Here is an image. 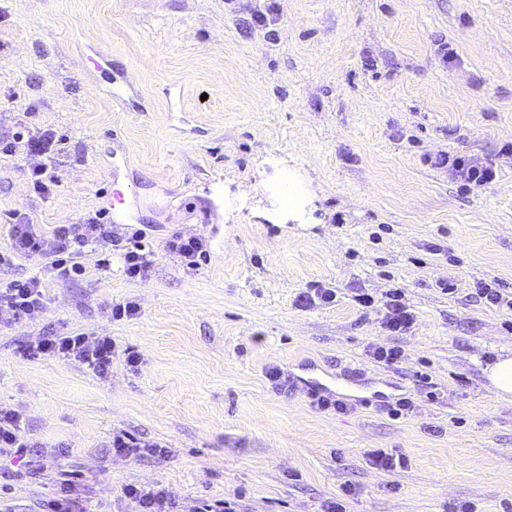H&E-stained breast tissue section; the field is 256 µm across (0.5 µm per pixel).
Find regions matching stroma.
Returning <instances> with one entry per match:
<instances>
[{"label": "stroma", "instance_id": "1", "mask_svg": "<svg viewBox=\"0 0 512 512\" xmlns=\"http://www.w3.org/2000/svg\"><path fill=\"white\" fill-rule=\"evenodd\" d=\"M27 112L61 138L60 184L39 197L34 159L0 158V280L36 270L10 254V212L48 235L111 210L117 189L156 261L131 280L85 252L83 275L46 278L41 324L0 330V409L50 456L36 475L0 456V512H41L64 469L85 512H135L129 484L174 512H318L347 485V512H512V403L485 373L512 355V312L474 293L512 286V0H0V133ZM442 152L491 164L494 183L463 187L430 165ZM175 235L205 239L198 269L167 252ZM318 283L335 302L299 308ZM391 288L415 316L399 336L354 301ZM126 300L138 315L113 320ZM44 326L112 337L111 377L21 357ZM372 342L406 361L373 362ZM420 364L439 401L399 420L358 403L415 392ZM311 378L351 410L312 407ZM119 431L168 452L113 455ZM377 448L407 467L371 468Z\"/></svg>", "mask_w": 512, "mask_h": 512}]
</instances>
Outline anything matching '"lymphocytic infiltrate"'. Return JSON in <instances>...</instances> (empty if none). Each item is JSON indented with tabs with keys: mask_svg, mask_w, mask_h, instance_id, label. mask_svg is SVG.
I'll list each match as a JSON object with an SVG mask.
<instances>
[{
	"mask_svg": "<svg viewBox=\"0 0 512 512\" xmlns=\"http://www.w3.org/2000/svg\"><path fill=\"white\" fill-rule=\"evenodd\" d=\"M59 153V139L50 129L21 125L14 133L0 136V157L21 161L39 158L38 166L31 169L29 187L37 195L53 193L59 180L52 170ZM436 167L448 169L466 184L483 188L491 184L495 170L487 164L444 152L434 160ZM147 233L142 229L122 228L107 223L104 214H96L80 224H59L54 229L52 247L44 241L31 224L10 227L11 248L16 255L28 258L39 266L38 274L0 283V324L23 325L41 319L46 302L44 274L59 276L82 274L79 257L87 247L102 245L116 252L128 278L148 276L154 265L155 254L146 244ZM361 306L373 307L381 314L385 330L401 334L411 329L413 315L403 301L401 289L392 288L381 297L359 296ZM20 355L27 360L55 357L86 366L97 377L105 379L112 374V359L116 346L111 337H89L73 329H47L36 339L23 343ZM20 458L29 472L41 470L44 463L31 451V444L23 434L22 419L13 411L0 410V455Z\"/></svg>",
	"mask_w": 512,
	"mask_h": 512,
	"instance_id": "1",
	"label": "lymphocytic infiltrate"
}]
</instances>
